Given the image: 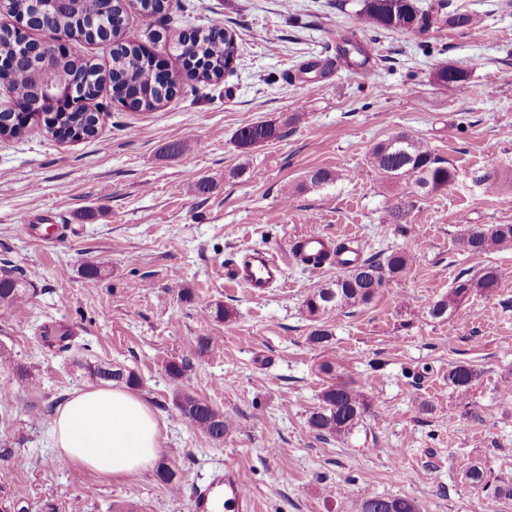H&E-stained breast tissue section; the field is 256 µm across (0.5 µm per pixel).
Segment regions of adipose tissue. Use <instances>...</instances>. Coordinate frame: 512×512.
<instances>
[{"instance_id": "1", "label": "adipose tissue", "mask_w": 512, "mask_h": 512, "mask_svg": "<svg viewBox=\"0 0 512 512\" xmlns=\"http://www.w3.org/2000/svg\"><path fill=\"white\" fill-rule=\"evenodd\" d=\"M60 457L87 471L121 479L157 460L161 428L138 395L122 387L74 392L53 419Z\"/></svg>"}]
</instances>
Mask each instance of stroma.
Wrapping results in <instances>:
<instances>
[{
  "instance_id": "1",
  "label": "stroma",
  "mask_w": 512,
  "mask_h": 512,
  "mask_svg": "<svg viewBox=\"0 0 512 512\" xmlns=\"http://www.w3.org/2000/svg\"><path fill=\"white\" fill-rule=\"evenodd\" d=\"M447 2L478 29L376 30L357 0H170L164 16L131 13L127 38L165 53L149 32L225 28L247 47L232 74L210 85L184 78L152 112L102 91L88 104L102 112L93 139L61 143L34 123L0 138V271L27 285L26 301L0 314V512H191L197 487L228 466L255 512H356L363 497L512 512V499L467 478L477 466L492 486L512 484V246L473 254L458 244L466 225L512 224V190L471 180L512 168V0ZM347 39L364 46L365 69L339 57ZM446 63L465 68L464 80L437 82ZM270 120L281 138L237 146L240 128ZM399 132L448 160L455 181L432 193L380 182L369 155ZM182 140L192 150L168 154ZM318 168L337 180L300 189ZM397 208L402 224L388 223ZM24 214L39 237L24 234ZM308 234L365 258L412 255L371 303L327 314L320 345L308 340L305 301L339 270L288 256L289 241ZM248 246L282 259L283 283L255 295L230 280ZM90 263L103 269L93 284ZM491 265L507 272L498 288L448 320L430 317L459 274ZM219 304L229 319H214ZM58 326L73 333L69 350L42 340ZM201 336L220 348L171 379L167 364ZM99 362L140 376L136 393L162 429L158 462L176 471L177 489L156 468L116 480L57 456L52 420ZM459 364L477 373L465 404L448 386ZM348 381L370 410L347 437L322 439L308 418L324 388ZM180 391L232 420L223 440L184 421Z\"/></svg>"
}]
</instances>
